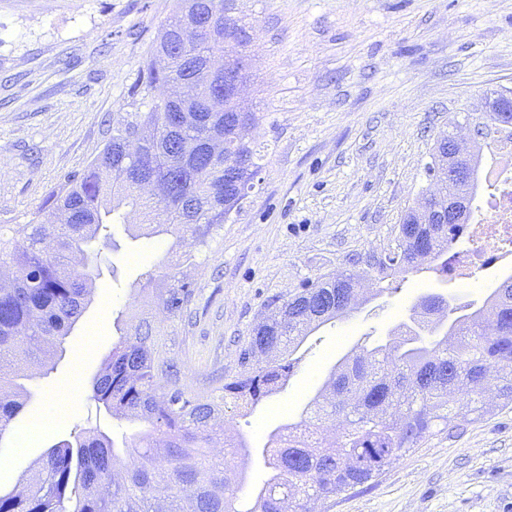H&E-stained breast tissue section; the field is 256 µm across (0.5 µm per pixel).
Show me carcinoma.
I'll return each mask as SVG.
<instances>
[{"label":"carcinoma","instance_id":"1","mask_svg":"<svg viewBox=\"0 0 512 512\" xmlns=\"http://www.w3.org/2000/svg\"><path fill=\"white\" fill-rule=\"evenodd\" d=\"M235 2L181 0L133 90L149 110L127 113L87 169L67 176L43 219L0 238V269L16 270L10 285L0 286V436L26 405L25 386L15 381L19 365L32 375L45 368L90 302L95 267L89 247L120 208L142 212L145 223L132 225L138 236L171 235L176 247L189 235L204 247L254 190L264 155L252 142L227 147L228 155L247 160L236 176L244 179L242 192L224 187V155L209 153L224 126L239 118L252 128L260 122L231 91L224 111L208 106L224 91V73H209L208 62L224 53L225 42L243 47L250 41L231 16ZM190 10L213 13L218 36L202 32L196 43L182 44L178 25ZM182 81L196 87L194 97L152 98L156 86ZM183 111L193 113L192 124L168 122L170 113ZM138 132L150 137L134 161L126 142ZM138 168L168 182V194L142 195L133 177ZM476 187L457 180L435 191L455 199L459 220L419 224L418 208L411 207L378 263L358 257L356 269L321 276L288 297V319L253 330L240 353L243 370L216 396L188 393L160 344L164 322L191 302V284L176 264L160 278L146 272L139 288L143 310L92 383V398L112 418L143 429L122 448L97 429L58 442L19 486L0 493V512H311V504L371 481L434 429L460 416L484 415L489 374L497 398L512 404V276L470 313L442 294L424 296L398 340L354 353L349 374L331 369L300 420L268 433L262 449L267 477L251 490L249 509L237 506L252 448L245 437L224 433L219 421L226 405L253 409L282 391L300 346L320 326L354 311L350 297L363 282L379 285L432 263L448 273L450 244L479 212ZM336 415L343 428L329 438L321 425ZM218 434L220 459L207 452Z\"/></svg>","mask_w":512,"mask_h":512}]
</instances>
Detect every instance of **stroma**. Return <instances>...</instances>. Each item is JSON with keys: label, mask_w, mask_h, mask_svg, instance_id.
Returning <instances> with one entry per match:
<instances>
[{"label": "stroma", "mask_w": 512, "mask_h": 512, "mask_svg": "<svg viewBox=\"0 0 512 512\" xmlns=\"http://www.w3.org/2000/svg\"><path fill=\"white\" fill-rule=\"evenodd\" d=\"M176 0H0V234L34 223L66 176L83 172L131 109V93ZM251 35L242 52L243 104L261 116L249 140L268 154L250 197L184 274L194 297L165 322L166 357L192 394L232 381L267 306L356 255L386 248L429 186L433 148L449 119L478 118L485 91L512 88V0H238ZM127 210L125 224L142 223ZM109 225L91 300L54 370L27 381L26 408L0 436V489L54 443L97 427L115 444L138 431L90 400V382L118 341V315L137 308L140 277L174 263L171 237L133 239ZM476 270L469 282L436 271L407 275L359 309L313 332L277 393L224 413L248 439L241 497L262 483L268 433L298 420L331 368L360 345L388 343L430 293L476 308L505 280ZM370 483L318 502L313 512H512V405L488 397ZM64 404L37 442L17 435Z\"/></svg>", "instance_id": "stroma-1"}]
</instances>
